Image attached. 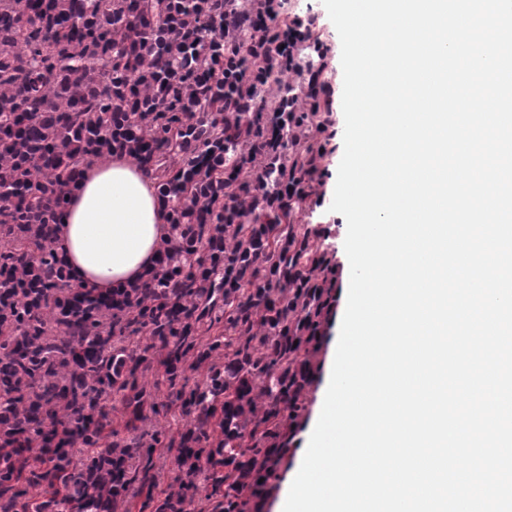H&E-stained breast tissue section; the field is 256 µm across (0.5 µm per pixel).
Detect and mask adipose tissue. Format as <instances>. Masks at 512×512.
I'll return each mask as SVG.
<instances>
[{
  "label": "adipose tissue",
  "instance_id": "1",
  "mask_svg": "<svg viewBox=\"0 0 512 512\" xmlns=\"http://www.w3.org/2000/svg\"><path fill=\"white\" fill-rule=\"evenodd\" d=\"M170 231L154 180L132 157L115 153L83 171L55 246L73 287L108 294L154 267Z\"/></svg>",
  "mask_w": 512,
  "mask_h": 512
}]
</instances>
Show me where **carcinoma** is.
<instances>
[{"label": "carcinoma", "mask_w": 512, "mask_h": 512, "mask_svg": "<svg viewBox=\"0 0 512 512\" xmlns=\"http://www.w3.org/2000/svg\"><path fill=\"white\" fill-rule=\"evenodd\" d=\"M243 8L227 28L226 0H0V512H117L132 493L249 512L285 458L337 264L295 223L321 177L303 106L319 73L245 77L230 47L278 34L254 22L267 0ZM114 152L154 178L171 234L142 281L98 296L68 284L55 232ZM175 402L178 441L145 425ZM156 448L181 471L158 501Z\"/></svg>", "instance_id": "carcinoma-1"}]
</instances>
